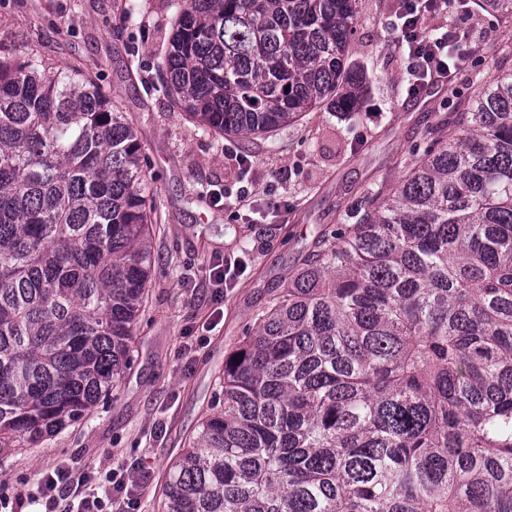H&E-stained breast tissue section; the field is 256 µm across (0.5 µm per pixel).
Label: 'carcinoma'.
I'll use <instances>...</instances> for the list:
<instances>
[{
	"mask_svg": "<svg viewBox=\"0 0 512 512\" xmlns=\"http://www.w3.org/2000/svg\"><path fill=\"white\" fill-rule=\"evenodd\" d=\"M355 4L171 0L162 88L221 136L358 110ZM448 107L224 356L164 512H512V73ZM141 154L88 74L0 45V455L82 419L131 359L157 213Z\"/></svg>",
	"mask_w": 512,
	"mask_h": 512,
	"instance_id": "carcinoma-1",
	"label": "carcinoma"
}]
</instances>
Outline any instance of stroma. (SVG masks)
I'll return each mask as SVG.
<instances>
[{"label":"stroma","mask_w":512,"mask_h":512,"mask_svg":"<svg viewBox=\"0 0 512 512\" xmlns=\"http://www.w3.org/2000/svg\"><path fill=\"white\" fill-rule=\"evenodd\" d=\"M170 0H0V44L57 67L78 66L132 120L157 189L154 263L129 365L118 387L81 421L36 448L0 457V512L19 492L36 493L57 465L103 492L110 469L141 463L131 495L136 512H161V486L220 404L224 356L308 253L317 232L338 223L375 183L393 189L402 166L424 147L423 133L448 110V90L467 95L473 76L504 74L512 28L501 17L451 6L436 27L465 26L484 49L457 70L452 86L410 96L406 54L389 28L397 0H358L351 64L371 81L364 107L325 106L267 137L209 135L157 89L171 29ZM253 210L230 207L240 187ZM238 261L222 301L209 278Z\"/></svg>","instance_id":"stroma-1"}]
</instances>
